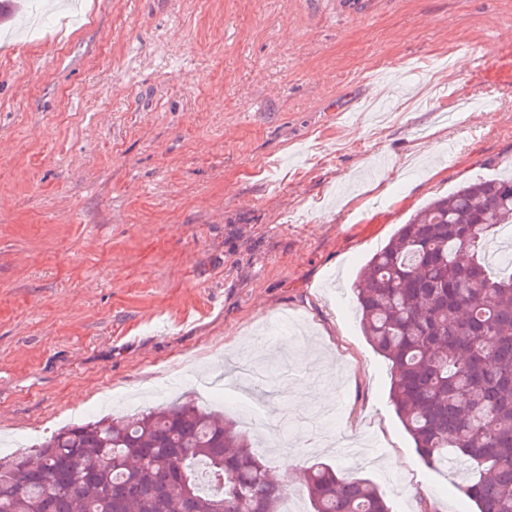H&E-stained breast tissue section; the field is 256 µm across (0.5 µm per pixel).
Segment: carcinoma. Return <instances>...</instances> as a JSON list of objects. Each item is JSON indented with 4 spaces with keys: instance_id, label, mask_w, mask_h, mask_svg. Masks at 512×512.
I'll list each match as a JSON object with an SVG mask.
<instances>
[{
    "instance_id": "obj_1",
    "label": "carcinoma",
    "mask_w": 512,
    "mask_h": 512,
    "mask_svg": "<svg viewBox=\"0 0 512 512\" xmlns=\"http://www.w3.org/2000/svg\"><path fill=\"white\" fill-rule=\"evenodd\" d=\"M500 224H512V178L475 179L401 225L354 285L418 455L476 464L459 490L478 512H512V274L492 276L483 254ZM305 490L313 512H392L372 482L327 465ZM288 493L232 423L188 401L0 458V512H284Z\"/></svg>"
}]
</instances>
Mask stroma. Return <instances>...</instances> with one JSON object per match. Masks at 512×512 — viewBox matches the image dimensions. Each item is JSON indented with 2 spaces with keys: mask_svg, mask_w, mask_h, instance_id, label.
<instances>
[{
  "mask_svg": "<svg viewBox=\"0 0 512 512\" xmlns=\"http://www.w3.org/2000/svg\"><path fill=\"white\" fill-rule=\"evenodd\" d=\"M512 0H34L0 31V447L128 409L147 373L302 474L393 512H476L389 398L351 284L399 224L512 171V89L423 102L494 62ZM274 368L267 423L217 397Z\"/></svg>",
  "mask_w": 512,
  "mask_h": 512,
  "instance_id": "1",
  "label": "stroma"
}]
</instances>
